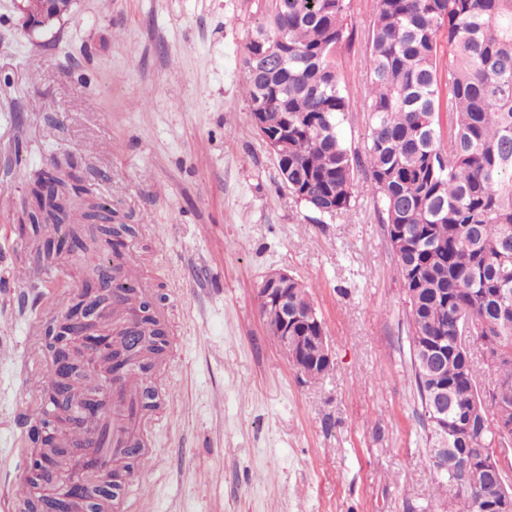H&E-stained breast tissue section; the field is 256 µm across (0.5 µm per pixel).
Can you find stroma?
I'll use <instances>...</instances> for the list:
<instances>
[{"mask_svg":"<svg viewBox=\"0 0 512 512\" xmlns=\"http://www.w3.org/2000/svg\"><path fill=\"white\" fill-rule=\"evenodd\" d=\"M263 0H75L64 24L23 31L0 0V512L41 448L28 413L44 398L43 324L63 255L18 281L33 243L16 224L29 178L70 158L98 202L129 217L152 307L169 308V348L150 377L169 386L130 512H407L432 500L413 384L405 293L369 180L332 218L298 202L242 92L245 44ZM376 0H350L336 66L349 91L340 126L365 150L366 38ZM311 286L333 352L301 377L268 334L258 288L270 271Z\"/></svg>","mask_w":512,"mask_h":512,"instance_id":"1","label":"stroma"}]
</instances>
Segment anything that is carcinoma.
Masks as SVG:
<instances>
[{
    "mask_svg": "<svg viewBox=\"0 0 512 512\" xmlns=\"http://www.w3.org/2000/svg\"><path fill=\"white\" fill-rule=\"evenodd\" d=\"M350 0H267L243 58L250 109L265 112L268 130L288 139L278 168L288 171V191L312 211L333 217L351 206L356 168L379 196L389 244L406 296L411 327L413 382L426 425L427 451L436 443L426 399L437 380L448 382V418L474 415L483 426L488 394L501 406L497 436L462 443L473 466L499 451L500 478L483 474L470 492L486 499L512 495V357L490 370L492 387H479L481 368L456 336L467 325L488 350L512 351V298L497 289L512 282V0H377L367 51L368 134L358 164L339 134L348 90L336 67L345 41L343 16ZM448 64L440 65V42ZM267 51L283 57L263 70ZM447 89L441 98V88ZM39 175L21 201L19 224L42 241L36 259L51 270L61 248L52 238L69 230L55 211L73 194L92 196L80 176L60 181L59 199L39 196ZM151 354L166 344L151 314ZM426 336L447 337L448 364L423 365ZM440 512H464V495L450 474L433 470ZM106 494L85 498L84 512H102Z\"/></svg>",
    "mask_w": 512,
    "mask_h": 512,
    "instance_id": "cac0c4a2",
    "label": "carcinoma"
}]
</instances>
